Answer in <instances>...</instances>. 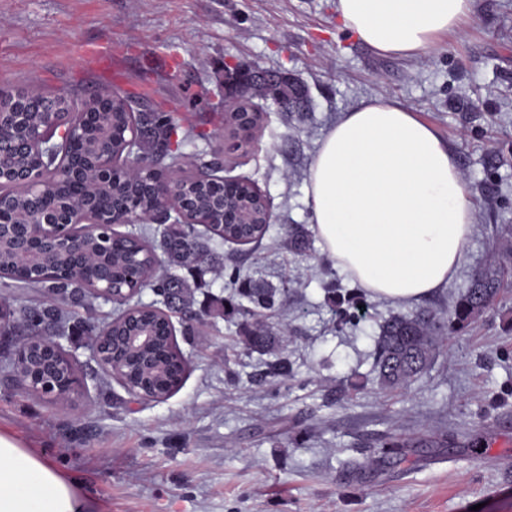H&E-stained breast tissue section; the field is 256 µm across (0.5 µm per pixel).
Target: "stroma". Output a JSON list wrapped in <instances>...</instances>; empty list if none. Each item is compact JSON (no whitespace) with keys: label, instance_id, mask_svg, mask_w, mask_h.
Here are the masks:
<instances>
[{"label":"stroma","instance_id":"35a3bbf8","mask_svg":"<svg viewBox=\"0 0 512 512\" xmlns=\"http://www.w3.org/2000/svg\"><path fill=\"white\" fill-rule=\"evenodd\" d=\"M229 63L298 79L307 110L252 98L262 128L232 150L212 109ZM102 86L206 132L186 146L187 170L220 147L224 177L266 195L273 218L262 243L217 250L254 281L287 279L266 322L285 330L292 371L264 378L263 357L235 345L237 320L188 336L176 313L186 371L167 399L131 396L87 341L67 340L82 395L49 402L0 374V432L78 480L96 512H512V289L449 335L407 389H381L374 372L384 320L447 312L472 273L512 248V0H473L460 35L409 59L357 40L336 0H0V87L84 99ZM380 96L447 143L477 225L448 285L412 303L370 299L366 318L342 331L327 289L356 282L320 240L302 258L283 239L287 225L312 222L306 184L324 134L340 112ZM383 434L408 439L405 460L374 451ZM432 434L447 446L424 447Z\"/></svg>","mask_w":512,"mask_h":512}]
</instances>
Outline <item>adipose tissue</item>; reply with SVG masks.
Returning a JSON list of instances; mask_svg holds the SVG:
<instances>
[{
	"label": "adipose tissue",
	"instance_id": "obj_1",
	"mask_svg": "<svg viewBox=\"0 0 512 512\" xmlns=\"http://www.w3.org/2000/svg\"><path fill=\"white\" fill-rule=\"evenodd\" d=\"M472 0H337L364 44L414 57L460 31ZM307 195L314 228L335 266L372 297L410 303L447 285L476 225L448 146L395 99L344 112L320 141ZM79 482L0 433V512H93Z\"/></svg>",
	"mask_w": 512,
	"mask_h": 512
}]
</instances>
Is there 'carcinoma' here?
Segmentation results:
<instances>
[{
	"mask_svg": "<svg viewBox=\"0 0 512 512\" xmlns=\"http://www.w3.org/2000/svg\"><path fill=\"white\" fill-rule=\"evenodd\" d=\"M128 98L105 90L80 102L68 97L30 88L0 94V110L20 115L14 132L0 137V196L10 209L7 222L0 223V280L24 282L44 294L25 307L20 315L9 307H0V324L20 323L29 333L50 334L65 329L76 337L92 335L94 324L80 315L97 298L100 283L109 282L118 296L140 286L163 299L169 310H190L195 305L197 278L203 270L198 259L210 257L211 265L224 268V276L236 286V294L216 297L200 309V316L236 318L240 321L238 342L248 356L270 355L265 375L275 378L290 372L288 358L279 350L280 337L259 321L263 311L275 308L287 285L275 287L242 277L237 266L227 267L222 256L211 251L212 237L239 245L262 242L267 224H206L224 199L237 205H254L246 187L225 189L220 180L202 181L179 165L180 148L203 136L193 125L184 126L174 112H128ZM215 110L225 126L235 130L246 122L248 104L232 110ZM69 112L82 124L84 140L80 146L67 147V135L51 122L48 113ZM136 132L137 152L152 167L132 174L125 156L130 132ZM56 145L52 153L45 143ZM110 150L117 156L112 173L104 177L96 168L99 152ZM35 173L42 181V194L34 197L19 179ZM179 176L182 199L191 215L186 224H166L155 237L150 229L124 236L105 225L99 234L85 237L74 251L56 257V273L50 277L25 279L17 266V251L23 235L17 228L35 219L64 218L79 209L107 213L131 207L147 215L155 207L150 186L155 178ZM288 250L305 255L310 249L305 228L289 226ZM185 270L188 275L177 274ZM512 286V251L494 264L476 272L448 315L419 310L390 317L376 341L375 370L379 384L390 390L405 389L434 361L440 344L450 333H459L484 311L492 308L504 289ZM339 324L356 326L360 293H346L335 299ZM112 351L121 355L123 378L140 391L161 400L176 391L185 374V361L178 345L168 334L166 313L150 307L131 306L112 325ZM19 371L44 376H64L77 368L66 360H45L25 356ZM380 453L393 458L405 456L409 443L398 437L382 435L375 441Z\"/></svg>",
	"mask_w": 512,
	"mask_h": 512,
	"instance_id": "cac0c4a2",
	"label": "carcinoma"
}]
</instances>
